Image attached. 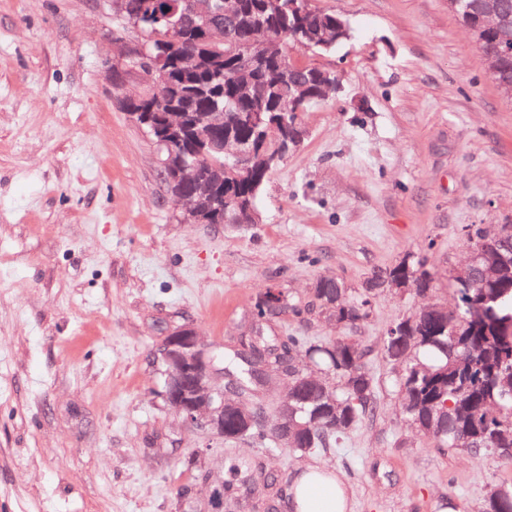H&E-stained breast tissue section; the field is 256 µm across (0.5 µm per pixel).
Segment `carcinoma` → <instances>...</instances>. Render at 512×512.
Returning <instances> with one entry per match:
<instances>
[{
	"mask_svg": "<svg viewBox=\"0 0 512 512\" xmlns=\"http://www.w3.org/2000/svg\"><path fill=\"white\" fill-rule=\"evenodd\" d=\"M225 0H211L208 28L184 17L187 0H123L114 10L122 23L138 22L148 34L131 67L148 77L152 60L164 59L168 82L146 89L131 111L159 116L183 106L199 121L224 113V130L239 143L257 147L252 169L243 173L222 155L196 151L193 161L205 176L224 180V197L207 202L216 224H254L257 200L268 175L284 158L282 145L305 130L303 115L322 102L321 86L332 97L339 87L333 69L299 63L292 54L328 52L348 35L337 12L318 9L311 0H241L240 8L224 11ZM468 11L448 0L451 10L471 32L490 73L506 96H512V56H503V41L512 40V0H466ZM224 30V42L210 40L208 29ZM263 38L278 43L267 56L244 51ZM467 245L478 265L495 271L489 283L477 270L455 278L457 304L443 314L407 315L385 328L383 355L395 372L404 418L437 448L478 455L496 452L512 464V238L487 239L478 225L466 229ZM409 282V292L431 291L424 262L405 258L368 278L352 295L343 280L318 278L308 300L279 291L282 310L319 313L343 326H355L369 315L372 302L393 282ZM254 320L247 335L248 351L228 358L225 374L256 413L250 439L290 456L331 453L338 441L357 430L377 409L376 377L368 351L345 338L312 342L304 336H276L263 322L266 304L256 298ZM286 381L280 402L288 405L294 433L280 438L266 420L257 392L273 378ZM255 488L261 499L274 496L276 482L261 463ZM222 508L236 512L240 487L223 480ZM481 512H512V486L494 488Z\"/></svg>",
	"mask_w": 512,
	"mask_h": 512,
	"instance_id": "cac0c4a2",
	"label": "carcinoma"
}]
</instances>
